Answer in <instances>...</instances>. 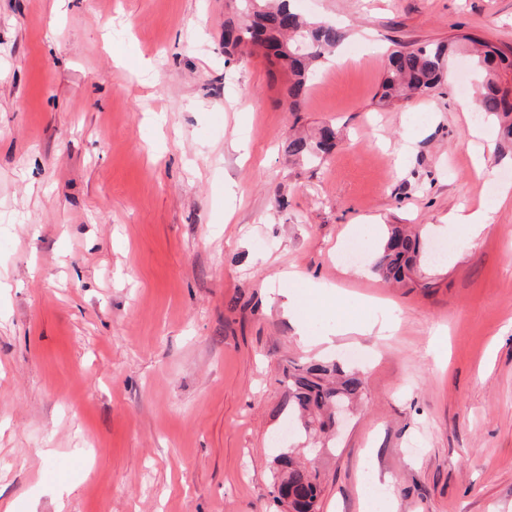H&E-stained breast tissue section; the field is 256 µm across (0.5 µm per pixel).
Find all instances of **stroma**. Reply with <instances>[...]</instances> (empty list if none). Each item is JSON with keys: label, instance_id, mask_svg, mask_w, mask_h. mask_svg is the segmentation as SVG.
Segmentation results:
<instances>
[{"label": "stroma", "instance_id": "stroma-1", "mask_svg": "<svg viewBox=\"0 0 512 512\" xmlns=\"http://www.w3.org/2000/svg\"><path fill=\"white\" fill-rule=\"evenodd\" d=\"M293 6L349 31L299 113L225 56L236 0H0V512H286L288 451L320 512H373L368 476L390 512H512V146L452 83L373 100L393 43L512 45V0ZM482 204L488 231H448ZM391 224L450 259L382 281ZM379 301L392 334L358 332ZM321 360L366 387L317 451L288 372ZM335 139V130L324 126L312 137L289 136L284 144V153L292 161L313 163L328 152Z\"/></svg>", "mask_w": 512, "mask_h": 512}]
</instances>
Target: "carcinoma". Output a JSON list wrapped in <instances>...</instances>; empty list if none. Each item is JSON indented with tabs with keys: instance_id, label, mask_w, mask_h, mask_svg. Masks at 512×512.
I'll list each match as a JSON object with an SVG mask.
<instances>
[{
	"instance_id": "1",
	"label": "carcinoma",
	"mask_w": 512,
	"mask_h": 512,
	"mask_svg": "<svg viewBox=\"0 0 512 512\" xmlns=\"http://www.w3.org/2000/svg\"><path fill=\"white\" fill-rule=\"evenodd\" d=\"M237 18L224 20V53L232 56L243 45L253 53L263 52L270 64L288 76V96L294 112L301 111L313 80L316 62L336 52L347 32L330 22L312 21L296 12L292 0H242ZM469 53L473 68L481 73V111L498 121V136L512 142V47L498 49L468 35L415 47L395 44L385 75L375 94L377 104L391 105L412 95L428 96L448 81L447 64L454 55ZM336 139L329 126L312 137L290 136L285 141L288 159L313 163L328 152ZM417 235L392 225L376 247L375 272L386 281L414 284L411 273L420 260ZM340 374L335 364L297 366L289 373L290 411L300 415L305 435L327 433L333 428L331 409L336 401L347 405L360 398L363 380L355 374ZM282 476L280 498L288 512H318L317 476L304 464L284 453L278 458Z\"/></svg>"
}]
</instances>
